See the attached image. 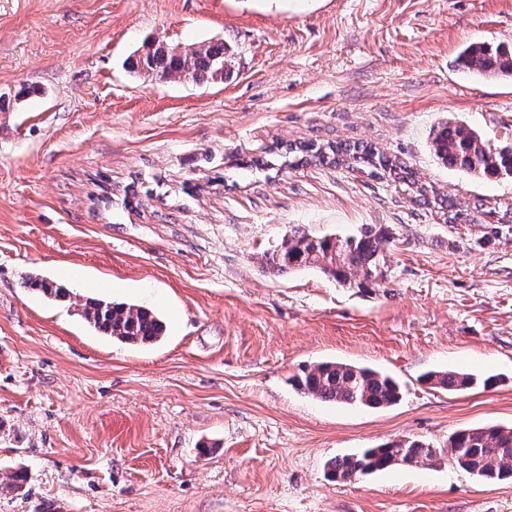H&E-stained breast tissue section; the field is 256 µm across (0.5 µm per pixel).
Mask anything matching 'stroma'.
<instances>
[{
    "label": "stroma",
    "mask_w": 512,
    "mask_h": 512,
    "mask_svg": "<svg viewBox=\"0 0 512 512\" xmlns=\"http://www.w3.org/2000/svg\"><path fill=\"white\" fill-rule=\"evenodd\" d=\"M232 47L227 80L140 78L150 43ZM512 47V0H0V512H512L448 454L456 430L512 426V233L447 224L387 180L291 142H367L435 196L494 207L430 150L451 120L512 143V82L457 65ZM271 169H251V159ZM387 228L364 288L263 265L294 228ZM43 277L67 296L27 288ZM144 306L151 345L99 335L86 299ZM394 376L386 409L313 399L310 365ZM501 384L451 393L428 371ZM403 438L432 464L342 482L328 459Z\"/></svg>",
    "instance_id": "obj_1"
}]
</instances>
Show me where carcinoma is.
<instances>
[{
	"instance_id": "1",
	"label": "carcinoma",
	"mask_w": 512,
	"mask_h": 512,
	"mask_svg": "<svg viewBox=\"0 0 512 512\" xmlns=\"http://www.w3.org/2000/svg\"><path fill=\"white\" fill-rule=\"evenodd\" d=\"M228 47L222 42H200L179 51L158 49L141 53L131 60V67L159 80L175 81L186 76L203 83L224 78L227 72ZM460 59L466 73L474 78L487 76L509 77L512 60L500 61L479 43L463 48ZM431 149L442 165L460 168L477 177L512 179V149L502 148L491 154L492 146L482 135L463 125L446 121L432 132ZM288 154L310 157L313 161L335 167L367 170L370 176L385 178L402 185L415 200L430 205L428 190L413 178L401 162L385 155L373 145L332 142L316 147L309 144H290ZM448 224L492 223L491 233L512 229V203L486 210L480 205L463 207L450 202L439 206ZM389 230L375 224H364L357 233L346 236H311L295 229L283 239L265 262L281 272L316 268L342 285L352 284V276L362 275V286L381 275L380 263ZM27 287L47 297L64 298L66 294L46 279H33ZM83 319L96 331L124 343L151 344L164 333L165 325L151 310L134 304L87 300ZM425 384L448 392L464 391L476 384L490 385L497 376L485 379L463 369L433 370L422 375ZM303 392L314 399L338 405L371 409L391 407L402 398L401 386L395 378L380 370L340 362H318L306 369L299 383ZM453 461L466 472L487 482L512 481V428L492 425L463 428L448 439ZM436 456L435 449L416 439L391 441L374 448L330 460V477L347 481L372 474L393 465L426 464ZM27 483L22 470L8 475L0 488L18 492Z\"/></svg>"
}]
</instances>
